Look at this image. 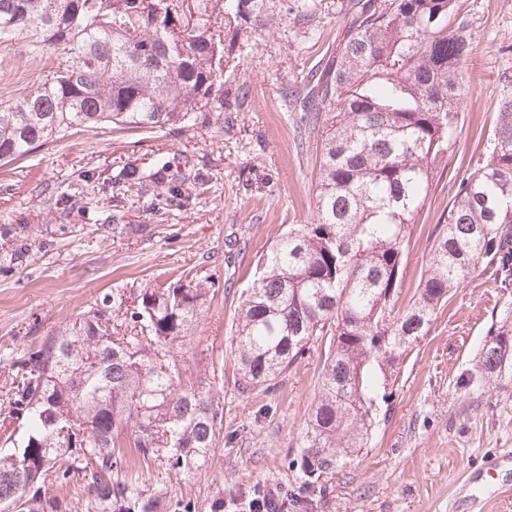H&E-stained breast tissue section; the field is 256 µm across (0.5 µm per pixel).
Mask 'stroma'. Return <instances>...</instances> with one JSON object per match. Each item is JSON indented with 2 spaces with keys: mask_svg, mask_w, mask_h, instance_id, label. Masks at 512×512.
Returning <instances> with one entry per match:
<instances>
[{
  "mask_svg": "<svg viewBox=\"0 0 512 512\" xmlns=\"http://www.w3.org/2000/svg\"><path fill=\"white\" fill-rule=\"evenodd\" d=\"M347 0H270L266 26L227 36L234 67L224 73V106L195 124L153 130L102 126L66 136L0 167V244L25 252L0 259V393L13 361L120 293L181 273L210 276L214 293L182 346L181 372L210 383L224 402V424L207 462L183 473L153 466L132 478L165 495L169 512H247L256 485L276 489L284 512H452L457 481L512 450V381L484 387L475 378L483 343L512 316V294L495 292L478 266L438 312L381 401L367 448L303 497L294 460L318 388L319 354L309 351L276 388L240 392L230 352L240 297L256 260L289 225L310 223L323 140L333 115L303 130L294 98L335 58ZM455 22L472 34L467 103L448 166L429 190L404 253V291H414L435 237L448 222L458 184L494 138L502 95L512 93V0H456ZM47 73L31 48L0 49V101H15ZM198 176L186 204L158 201L155 183L129 187L124 168L152 172L166 162ZM76 207L60 215L50 195ZM146 224L141 236L113 235L104 219ZM234 249H227L229 240Z\"/></svg>",
  "mask_w": 512,
  "mask_h": 512,
  "instance_id": "stroma-1",
  "label": "stroma"
}]
</instances>
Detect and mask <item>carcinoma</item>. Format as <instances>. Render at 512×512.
<instances>
[{"instance_id": "obj_1", "label": "carcinoma", "mask_w": 512, "mask_h": 512, "mask_svg": "<svg viewBox=\"0 0 512 512\" xmlns=\"http://www.w3.org/2000/svg\"><path fill=\"white\" fill-rule=\"evenodd\" d=\"M0 0V47L26 41L55 54L46 78L0 103V161L110 124L148 130L222 108L225 41L269 10L268 0ZM455 0H352L346 37L301 111H334L321 157L316 213L292 224L257 261L230 350L239 389L269 391L313 346L318 395L296 459L302 490L366 447L378 399L437 311L480 264L512 290V95L501 99L494 141L458 185L412 296L400 301L409 226L458 136L473 52ZM161 167L166 201L192 196ZM136 235L145 224H114ZM186 275L120 294L11 365L0 412V512H58L53 486L84 482L88 512H167L166 496L127 479L139 467L190 473L216 445L224 403L181 379L177 342L211 288ZM479 378L512 373V323L485 341ZM21 423L20 437L10 432Z\"/></svg>"}]
</instances>
